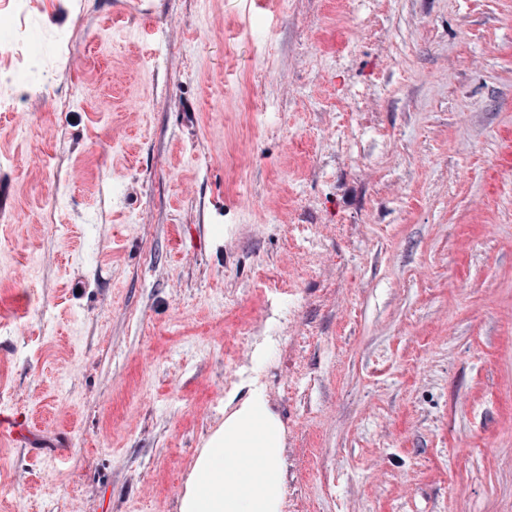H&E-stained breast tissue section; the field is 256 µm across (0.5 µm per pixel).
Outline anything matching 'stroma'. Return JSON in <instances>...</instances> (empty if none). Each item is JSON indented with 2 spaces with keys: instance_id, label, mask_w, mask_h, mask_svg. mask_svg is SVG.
<instances>
[{
  "instance_id": "obj_1",
  "label": "stroma",
  "mask_w": 512,
  "mask_h": 512,
  "mask_svg": "<svg viewBox=\"0 0 512 512\" xmlns=\"http://www.w3.org/2000/svg\"><path fill=\"white\" fill-rule=\"evenodd\" d=\"M0 13V512H179L255 388L279 512H512V0Z\"/></svg>"
}]
</instances>
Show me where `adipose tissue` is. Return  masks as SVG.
<instances>
[{
  "mask_svg": "<svg viewBox=\"0 0 512 512\" xmlns=\"http://www.w3.org/2000/svg\"><path fill=\"white\" fill-rule=\"evenodd\" d=\"M282 426L254 390L197 458L180 512H278Z\"/></svg>",
  "mask_w": 512,
  "mask_h": 512,
  "instance_id": "obj_1",
  "label": "adipose tissue"
}]
</instances>
